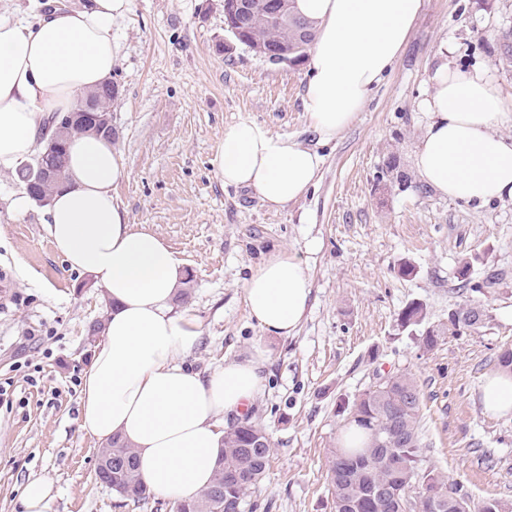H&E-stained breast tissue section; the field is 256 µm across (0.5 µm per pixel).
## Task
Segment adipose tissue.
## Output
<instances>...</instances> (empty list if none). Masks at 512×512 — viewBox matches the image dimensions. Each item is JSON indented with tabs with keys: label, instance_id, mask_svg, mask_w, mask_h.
<instances>
[{
	"label": "adipose tissue",
	"instance_id": "1",
	"mask_svg": "<svg viewBox=\"0 0 512 512\" xmlns=\"http://www.w3.org/2000/svg\"><path fill=\"white\" fill-rule=\"evenodd\" d=\"M422 0H295L316 38L304 109L321 140L335 139L362 109L407 40ZM131 0H84L36 22L0 21V172L29 162L51 116L97 90L120 61L113 26ZM415 165L443 196L478 205L512 198V136L493 133L507 107L484 71L436 67ZM213 164L226 186L254 190L281 207L314 185L321 156L254 121L225 127ZM126 173L111 140L72 138L67 180L44 217L72 270L90 275L111 308L83 377L82 427L119 438L137 454L143 481L171 501L208 486L224 450V418L243 415L260 390L261 361H228L203 374L186 363L201 322L175 297L184 275L155 234L134 230L112 189ZM253 320L273 336L291 335L311 295L308 267L280 252L255 266L244 284Z\"/></svg>",
	"mask_w": 512,
	"mask_h": 512
}]
</instances>
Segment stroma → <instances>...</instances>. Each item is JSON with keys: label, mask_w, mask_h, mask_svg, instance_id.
I'll return each instance as SVG.
<instances>
[{"label": "stroma", "mask_w": 512, "mask_h": 512, "mask_svg": "<svg viewBox=\"0 0 512 512\" xmlns=\"http://www.w3.org/2000/svg\"><path fill=\"white\" fill-rule=\"evenodd\" d=\"M508 29L512 0H423L391 69L325 142L304 112L308 62L272 64L230 40L217 0H132L113 27L122 55L114 145L127 170L114 193L129 223L163 239L191 280L187 304L202 338L187 362L206 374L265 355L247 416L269 432L272 456L241 512H334L329 460L343 407L400 372L420 385L424 466L473 503L512 505V415H486L479 399L498 354L512 348V198L478 209L450 200L414 163L440 58L485 70L512 101V68L498 63ZM242 119L322 156L306 195L272 209L253 190L220 183L216 144ZM22 189L0 173V512H20L22 488L37 478L54 484L50 512H174L172 502L133 501L96 477L101 445L80 425V393L94 351L88 326L110 305L54 248L44 207L12 211ZM278 252L297 253L311 277L306 315L288 337L264 332L244 296L251 269ZM464 262L482 292L460 288ZM413 302L426 308L424 326L470 304L486 320L427 351L424 326H397Z\"/></svg>", "instance_id": "stroma-1"}]
</instances>
